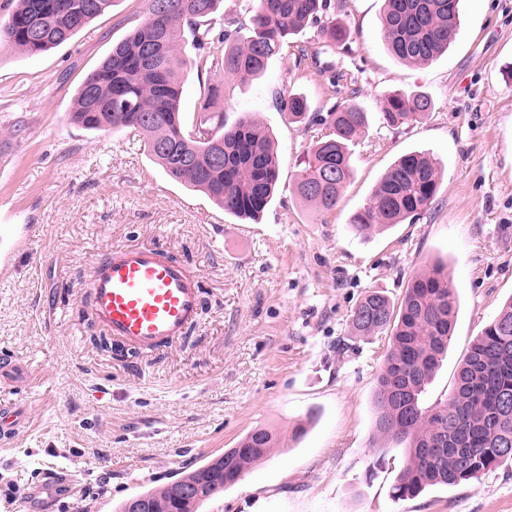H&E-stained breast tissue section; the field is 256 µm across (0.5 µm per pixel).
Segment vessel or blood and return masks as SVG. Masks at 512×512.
I'll use <instances>...</instances> for the list:
<instances>
[{
  "label": "vessel or blood",
  "instance_id": "obj_1",
  "mask_svg": "<svg viewBox=\"0 0 512 512\" xmlns=\"http://www.w3.org/2000/svg\"><path fill=\"white\" fill-rule=\"evenodd\" d=\"M90 299L115 342L144 351L174 346L203 312L198 280L159 246L113 248L94 269Z\"/></svg>",
  "mask_w": 512,
  "mask_h": 512
}]
</instances>
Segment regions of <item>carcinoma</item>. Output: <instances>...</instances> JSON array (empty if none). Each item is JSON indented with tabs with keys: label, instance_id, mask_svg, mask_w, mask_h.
I'll use <instances>...</instances> for the list:
<instances>
[{
	"label": "carcinoma",
	"instance_id": "carcinoma-1",
	"mask_svg": "<svg viewBox=\"0 0 512 512\" xmlns=\"http://www.w3.org/2000/svg\"><path fill=\"white\" fill-rule=\"evenodd\" d=\"M223 0H148L140 23L83 79L70 109L71 123L95 131L131 128L144 136L153 161L173 180L204 193L225 213L256 218L274 197L279 164L268 133L249 114L224 121V86L260 78L289 37L316 28L313 54L344 47L350 31L322 17L331 0H237L239 23L218 25ZM459 0H385L382 31L389 53L405 63L428 62L455 41ZM114 0H16L0 22V47L38 55L70 39ZM161 51L146 55L148 39ZM191 44L195 54L185 53ZM207 76L199 121L189 126L180 110V79L187 71ZM281 111L305 119V97L282 91ZM433 108L420 92L383 96L380 120L399 128L421 120ZM329 132L316 140L298 164L295 191L317 212L331 211L350 179L349 145L366 124V112L348 102L329 109ZM440 169L431 156L408 153L380 176L368 203L353 214L360 238L413 221L436 195ZM458 298L448 271L435 265L414 276L400 303L369 291L350 314L355 336L385 334L388 350L377 376L375 432L403 446L404 465L392 498L417 497L431 486L454 487L482 473L512 464V301L471 343L460 361L449 397L422 403L434 373L448 353ZM276 436L256 427L243 436L230 471L217 456L158 491L140 494L154 512H199L208 500L237 485L266 458ZM199 487L193 499L179 498V483Z\"/></svg>",
	"mask_w": 512,
	"mask_h": 512
}]
</instances>
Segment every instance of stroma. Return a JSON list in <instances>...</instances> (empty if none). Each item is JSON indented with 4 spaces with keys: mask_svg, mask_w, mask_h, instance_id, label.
<instances>
[{
    "mask_svg": "<svg viewBox=\"0 0 512 512\" xmlns=\"http://www.w3.org/2000/svg\"><path fill=\"white\" fill-rule=\"evenodd\" d=\"M350 47L299 56L291 37L264 75L232 83L224 117L252 115L280 158L279 192L258 221L228 216L171 180L132 129L91 132L69 111L86 74L140 22L147 0H116L71 39L37 56L0 50V214L38 225L0 273V355L32 370L31 386L0 384V407L26 406L0 444V512H112L234 447L255 427L277 437L270 455L200 512H512V466L456 487L394 501L401 448L379 439L373 393L388 339L353 336L367 291L400 299L426 264L447 265L459 308L448 355L424 396H449L457 363L512 297V0H460L448 51L408 66L387 50L384 0H334ZM304 94L294 123L277 91ZM420 91L433 109L392 129L391 92ZM355 102L367 125L351 144L353 174L336 208L294 193L297 162L327 132L330 106ZM435 157L436 196L413 223L373 238L349 229L384 170L403 154ZM159 245L201 282L203 314L164 352L89 341V284L112 248ZM315 423L302 439L306 414Z\"/></svg>",
    "mask_w": 512,
    "mask_h": 512,
    "instance_id": "35a3bbf8",
    "label": "stroma"
}]
</instances>
